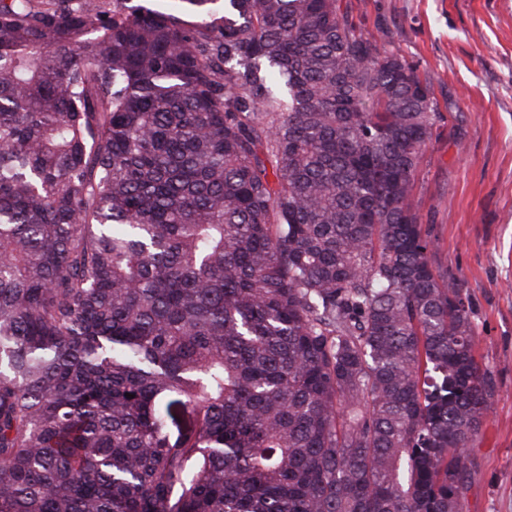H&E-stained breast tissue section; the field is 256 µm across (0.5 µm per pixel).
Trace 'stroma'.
<instances>
[{
  "label": "stroma",
  "mask_w": 512,
  "mask_h": 512,
  "mask_svg": "<svg viewBox=\"0 0 512 512\" xmlns=\"http://www.w3.org/2000/svg\"><path fill=\"white\" fill-rule=\"evenodd\" d=\"M364 34L431 83L440 117L414 205L439 274L467 295L494 406L469 453L464 512H512V0H352Z\"/></svg>",
  "instance_id": "1"
}]
</instances>
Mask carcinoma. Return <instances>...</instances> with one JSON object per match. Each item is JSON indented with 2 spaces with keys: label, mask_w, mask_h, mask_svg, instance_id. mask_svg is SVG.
<instances>
[{
  "label": "carcinoma",
  "mask_w": 512,
  "mask_h": 512,
  "mask_svg": "<svg viewBox=\"0 0 512 512\" xmlns=\"http://www.w3.org/2000/svg\"><path fill=\"white\" fill-rule=\"evenodd\" d=\"M121 2L0 0V512H463L430 85L342 0Z\"/></svg>",
  "instance_id": "carcinoma-1"
}]
</instances>
